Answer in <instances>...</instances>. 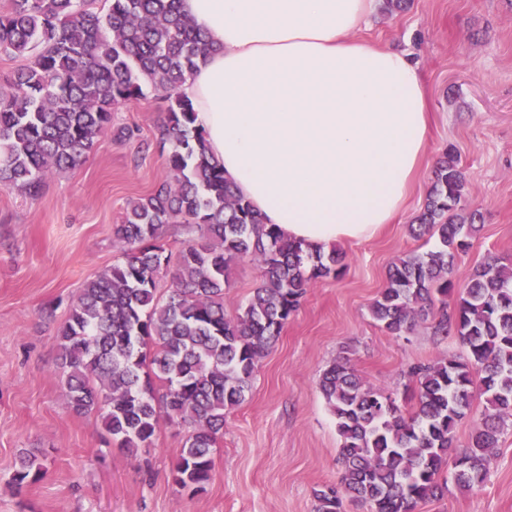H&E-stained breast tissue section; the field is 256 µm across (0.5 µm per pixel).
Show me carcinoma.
<instances>
[{
    "label": "carcinoma",
    "mask_w": 512,
    "mask_h": 512,
    "mask_svg": "<svg viewBox=\"0 0 512 512\" xmlns=\"http://www.w3.org/2000/svg\"><path fill=\"white\" fill-rule=\"evenodd\" d=\"M206 36L180 0H11L0 14V55L27 64L0 85V188L35 199L52 171L79 165L112 131V112L149 88L168 102L160 144L171 180L128 202L112 234L122 261L88 280L59 331L57 368L70 409L95 411L120 448L135 455L160 420L187 429L173 483L195 493L212 477V451L226 411L240 405L265 353L298 310L309 284L342 268L336 248L313 251L265 224L207 154L204 132L181 87L204 57ZM465 187L458 157L436 162L415 238L439 246L392 264L370 304L385 333L400 338L434 317V332L458 337L459 358L418 363L407 375L415 407L366 384L349 359L319 380L340 437L339 485L314 492L315 512H415L448 490V453L461 490L483 486L512 422V265L490 256L468 282L452 278L456 255L480 231V215L456 213ZM182 227L178 269L166 233ZM248 259L261 281L233 315L224 309L227 272ZM481 422L456 446L474 391ZM42 464L19 459L21 486Z\"/></svg>",
    "instance_id": "1"
}]
</instances>
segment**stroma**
Instances as JSON below:
<instances>
[{"instance_id": "stroma-1", "label": "stroma", "mask_w": 512, "mask_h": 512, "mask_svg": "<svg viewBox=\"0 0 512 512\" xmlns=\"http://www.w3.org/2000/svg\"><path fill=\"white\" fill-rule=\"evenodd\" d=\"M358 36L419 60L432 119L426 157L393 223L374 238L337 242L341 275L309 285L245 400L227 411L205 492L171 479L184 428L160 422L150 447L130 455L98 415L70 410L56 368L58 332L81 288L121 256L114 224L131 199L170 177L157 131L166 101L149 90L118 107L114 125L138 129V141L100 137L76 168L51 171L40 197L0 189V512H314V490L342 475L336 420L319 389L323 370L346 357L367 384L397 392L409 411L407 367L462 355L458 339L434 334L429 320L401 338L385 334L369 306L390 264L424 250L410 224L448 150L465 174L463 206L483 214L453 280L466 283L490 256L512 261V0H411L401 13L376 0ZM259 280L255 262L231 266L227 313ZM26 453L46 474L19 487L12 477ZM416 512H512V427L480 489L449 487Z\"/></svg>"}]
</instances>
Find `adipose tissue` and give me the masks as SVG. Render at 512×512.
<instances>
[{"label":"adipose tissue","mask_w":512,"mask_h":512,"mask_svg":"<svg viewBox=\"0 0 512 512\" xmlns=\"http://www.w3.org/2000/svg\"><path fill=\"white\" fill-rule=\"evenodd\" d=\"M374 0H181L205 32L182 88L210 153L265 223L329 250L403 209L428 111L410 54L356 34Z\"/></svg>","instance_id":"1"}]
</instances>
